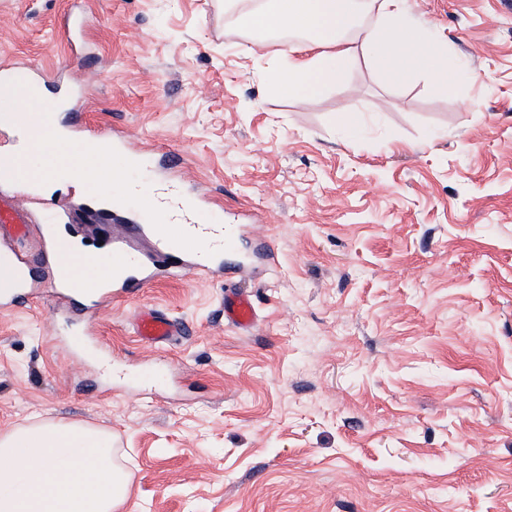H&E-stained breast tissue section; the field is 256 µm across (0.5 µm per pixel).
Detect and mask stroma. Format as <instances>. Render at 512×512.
Segmentation results:
<instances>
[{
    "label": "stroma",
    "instance_id": "obj_1",
    "mask_svg": "<svg viewBox=\"0 0 512 512\" xmlns=\"http://www.w3.org/2000/svg\"><path fill=\"white\" fill-rule=\"evenodd\" d=\"M409 7L454 94L360 57L318 97L281 95L224 0H0V59L79 108L70 162L119 131L278 256L245 280L249 334L223 278L191 274L86 325L46 293L0 314V431L111 432L123 512H512V0ZM49 197L97 231L77 187ZM142 307L189 335L142 344Z\"/></svg>",
    "mask_w": 512,
    "mask_h": 512
}]
</instances>
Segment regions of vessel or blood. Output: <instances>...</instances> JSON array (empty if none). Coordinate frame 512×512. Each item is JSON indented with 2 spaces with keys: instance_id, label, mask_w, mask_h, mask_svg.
I'll list each match as a JSON object with an SVG mask.
<instances>
[{
  "instance_id": "1",
  "label": "vessel or blood",
  "mask_w": 512,
  "mask_h": 512,
  "mask_svg": "<svg viewBox=\"0 0 512 512\" xmlns=\"http://www.w3.org/2000/svg\"><path fill=\"white\" fill-rule=\"evenodd\" d=\"M91 156L94 165L77 166L76 174L120 187V194L111 200L112 207H120L128 196L142 201L141 221L130 225L129 230L131 235L143 239V246H135L131 235L113 236L112 271L97 282L86 281L79 267L64 278L52 266L43 277H35L27 254L17 244L26 237H36L42 244L43 257H50L54 251L55 227L34 223L28 210L0 194V308L11 309L18 297L34 294L46 282L54 288L60 301L70 304L82 299L78 314L86 317L118 296L133 294L150 285L158 277L176 278L190 271L203 277H223L225 321L243 332L254 329L259 313L251 292L240 284L241 272L254 255L266 265L276 264L277 254L271 243L261 240L253 244L251 254L241 253L244 225L232 218L221 224L211 223L198 197L179 184L164 177L144 185L121 181V174L136 158L125 142L96 140ZM0 182L17 186L20 195L31 203L40 200L36 190L26 188L23 174L9 164L0 165ZM161 212L168 216L163 224L156 221ZM134 333L146 345L163 347L176 337L187 335L188 329L160 310L143 308L134 317Z\"/></svg>"
}]
</instances>
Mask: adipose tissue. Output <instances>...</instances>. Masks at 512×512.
Wrapping results in <instances>:
<instances>
[{
    "instance_id": "ef3b65f1",
    "label": "adipose tissue",
    "mask_w": 512,
    "mask_h": 512,
    "mask_svg": "<svg viewBox=\"0 0 512 512\" xmlns=\"http://www.w3.org/2000/svg\"><path fill=\"white\" fill-rule=\"evenodd\" d=\"M225 8L258 48L279 42L270 75L286 96L320 95L359 55L391 80L423 66L441 93L453 89L447 47L415 22L408 0H225ZM18 136L12 167L49 191L72 181L60 119ZM132 482L110 433L63 420L0 432V512H121Z\"/></svg>"
}]
</instances>
